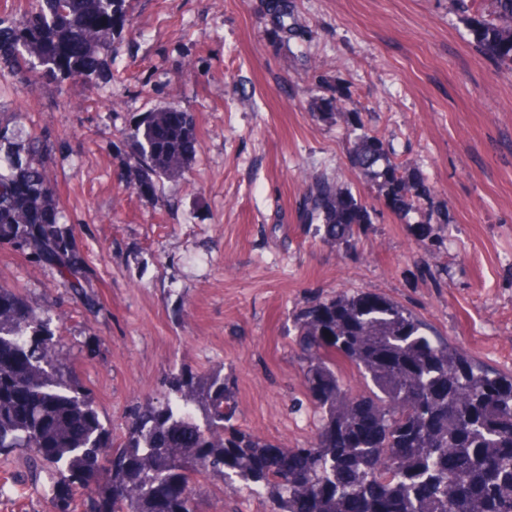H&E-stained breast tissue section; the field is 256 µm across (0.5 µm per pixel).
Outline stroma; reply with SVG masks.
Listing matches in <instances>:
<instances>
[{
    "label": "stroma",
    "instance_id": "1",
    "mask_svg": "<svg viewBox=\"0 0 512 512\" xmlns=\"http://www.w3.org/2000/svg\"><path fill=\"white\" fill-rule=\"evenodd\" d=\"M293 35L266 0H132L94 88L24 81L0 64V112L45 137L47 187L84 259L81 308L56 272L0 247V284L50 310L113 436L167 373L223 368L242 426L287 448L311 410L289 318L341 292L382 295L492 368L512 371V71L484 58L449 0H288ZM343 86L362 127L429 189L393 209L381 177L353 169L359 129L317 117ZM190 113L184 175L137 193L121 133L133 116ZM367 208L357 246L320 241L300 203L316 178ZM16 485L0 512H48L27 456L0 455ZM201 512H264L223 480Z\"/></svg>",
    "mask_w": 512,
    "mask_h": 512
}]
</instances>
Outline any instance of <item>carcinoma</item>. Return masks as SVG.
Here are the masks:
<instances>
[{
    "mask_svg": "<svg viewBox=\"0 0 512 512\" xmlns=\"http://www.w3.org/2000/svg\"><path fill=\"white\" fill-rule=\"evenodd\" d=\"M479 52L512 71V0H450ZM131 0H34L27 18L0 16V57L18 75L91 85L124 27ZM288 32V0H268ZM349 126L360 122L336 93L318 108ZM135 181L156 193L186 172L197 138L176 108L140 114L122 133ZM43 139L21 138L0 113V245L15 247L59 277L87 308L83 259L72 227L46 187ZM385 162L381 191L397 206L421 199L388 158L383 138L361 133L352 164L365 173ZM303 211L328 243L356 246L366 208L320 180ZM47 311L0 285V455L28 454L29 474H46L51 512H77L74 491L93 487L89 512H199L192 485L216 476L268 504L267 512H512V373L468 355L406 308L366 291L339 293L293 317L291 339L305 394L317 415L306 448H285L238 424L235 385L220 367L181 371L167 394L130 409L117 440L90 389L60 358ZM364 382L354 395L342 365ZM464 388L470 401L458 405ZM459 452L448 457L447 448ZM381 453L397 454L385 470Z\"/></svg>",
    "mask_w": 512,
    "mask_h": 512,
    "instance_id": "carcinoma-1",
    "label": "carcinoma"
}]
</instances>
